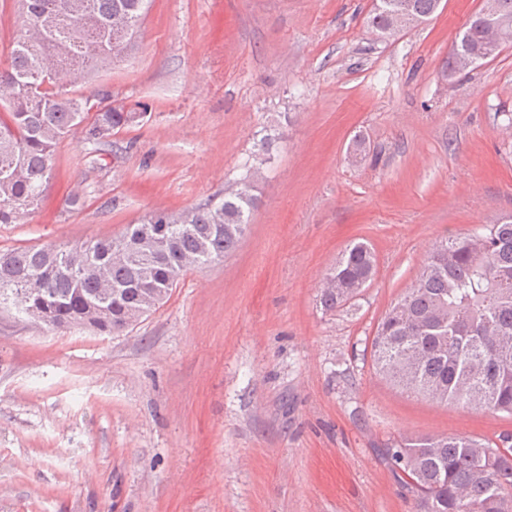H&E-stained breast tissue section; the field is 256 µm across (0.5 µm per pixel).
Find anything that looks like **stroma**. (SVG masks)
Segmentation results:
<instances>
[{"instance_id": "35a3bbf8", "label": "stroma", "mask_w": 512, "mask_h": 512, "mask_svg": "<svg viewBox=\"0 0 512 512\" xmlns=\"http://www.w3.org/2000/svg\"><path fill=\"white\" fill-rule=\"evenodd\" d=\"M481 6L442 0L382 41L372 0H151L88 83L143 121L60 140L0 250L115 236L254 167L258 207L234 252L123 334L0 310V512H415L382 448L512 434L510 415L401 393L370 353L433 245L512 215V46L442 76ZM356 240L376 274L323 313L320 281Z\"/></svg>"}]
</instances>
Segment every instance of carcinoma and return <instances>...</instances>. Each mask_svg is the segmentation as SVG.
<instances>
[{
	"mask_svg": "<svg viewBox=\"0 0 512 512\" xmlns=\"http://www.w3.org/2000/svg\"><path fill=\"white\" fill-rule=\"evenodd\" d=\"M20 33L0 69V224H18L35 208L52 177L53 150L74 130L104 144L112 131L140 123L147 107L109 106L86 122L88 99L67 86L86 82L130 49L148 0H20ZM409 6L430 17L436 0H374L367 28L381 34ZM482 16L455 40L446 63L454 74L460 51L484 50ZM53 67L68 85L43 77ZM253 171L202 204L182 212H151L118 236L69 244L15 247L0 253V289L21 288V308L51 316V327L73 323L118 334L139 311L162 304L192 268L222 260L245 236L257 197ZM124 241L129 255L112 259ZM376 256L365 242L349 244L324 275L319 304L345 306L370 282ZM112 303L92 314L103 281ZM377 374L392 386L441 403L512 415V215L481 231L435 245L414 283L377 325L371 342ZM510 435L499 441L444 435L406 437L386 449L395 476L418 494V512H503L512 503Z\"/></svg>",
	"mask_w": 512,
	"mask_h": 512,
	"instance_id": "cac0c4a2",
	"label": "carcinoma"
}]
</instances>
